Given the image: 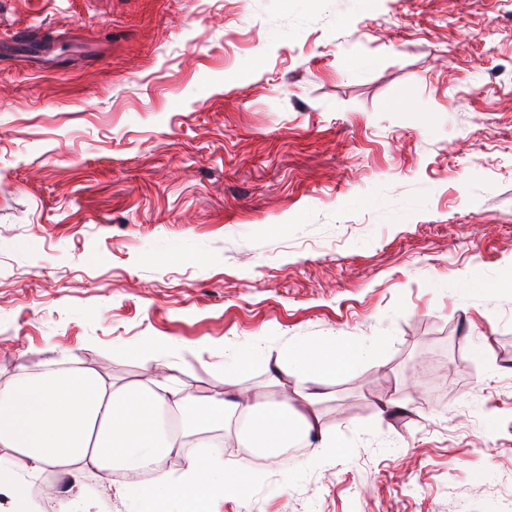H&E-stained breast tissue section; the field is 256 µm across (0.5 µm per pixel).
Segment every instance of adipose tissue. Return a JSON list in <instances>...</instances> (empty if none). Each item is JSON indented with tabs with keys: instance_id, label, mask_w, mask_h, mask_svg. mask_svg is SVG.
I'll list each match as a JSON object with an SVG mask.
<instances>
[{
	"instance_id": "ef3b65f1",
	"label": "adipose tissue",
	"mask_w": 512,
	"mask_h": 512,
	"mask_svg": "<svg viewBox=\"0 0 512 512\" xmlns=\"http://www.w3.org/2000/svg\"><path fill=\"white\" fill-rule=\"evenodd\" d=\"M355 362L354 349L327 338L288 350L276 373L319 384ZM301 399L304 410L294 415L287 402L232 401L219 388L199 398L165 380L119 385L76 365L39 375L21 371L0 379V454L8 459L0 464V490L10 492L11 512H39L29 487L45 471L63 472L71 482L55 493L59 512H102V496L84 477L119 470L126 476L120 497L145 502L149 512H212L213 492L236 493L235 474L223 446L211 447L203 462L184 455L186 437L203 425L246 433L255 448L282 449L299 437L320 459H330L336 439L316 415L318 394ZM178 455L185 465L177 481L155 472L157 463Z\"/></svg>"
}]
</instances>
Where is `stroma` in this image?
Listing matches in <instances>:
<instances>
[{"label":"stroma","mask_w":512,"mask_h":512,"mask_svg":"<svg viewBox=\"0 0 512 512\" xmlns=\"http://www.w3.org/2000/svg\"><path fill=\"white\" fill-rule=\"evenodd\" d=\"M0 19L55 39L0 48V376L147 383L163 338L187 392L292 398L280 357L332 336L339 454L225 450L215 512H512V0Z\"/></svg>","instance_id":"stroma-1"}]
</instances>
